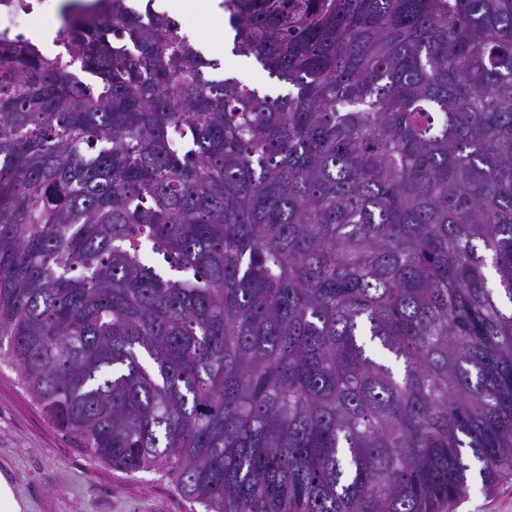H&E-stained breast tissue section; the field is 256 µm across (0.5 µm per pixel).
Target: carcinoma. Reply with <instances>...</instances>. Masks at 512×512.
Wrapping results in <instances>:
<instances>
[{"label":"carcinoma","instance_id":"carcinoma-1","mask_svg":"<svg viewBox=\"0 0 512 512\" xmlns=\"http://www.w3.org/2000/svg\"><path fill=\"white\" fill-rule=\"evenodd\" d=\"M150 2L0 39V365L204 512L512 473V0H222L276 97Z\"/></svg>","mask_w":512,"mask_h":512}]
</instances>
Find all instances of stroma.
Masks as SVG:
<instances>
[{
	"mask_svg": "<svg viewBox=\"0 0 512 512\" xmlns=\"http://www.w3.org/2000/svg\"><path fill=\"white\" fill-rule=\"evenodd\" d=\"M179 16L182 31L203 54L224 53L223 72L273 95L287 84L268 77L253 60L232 52L230 27L211 26L204 0H186ZM0 473L9 477L26 512H203L189 501L172 478L160 473L134 476L90 459L73 438L55 428L24 392L19 376L0 369ZM446 512H512V476L493 487L471 484L462 499Z\"/></svg>",
	"mask_w": 512,
	"mask_h": 512,
	"instance_id": "stroma-1",
	"label": "stroma"
}]
</instances>
